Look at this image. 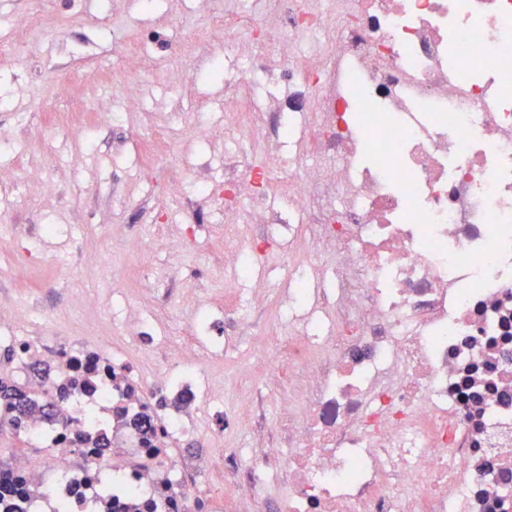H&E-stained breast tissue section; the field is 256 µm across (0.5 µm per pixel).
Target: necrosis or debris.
<instances>
[{
	"label": "necrosis or debris",
	"mask_w": 512,
	"mask_h": 512,
	"mask_svg": "<svg viewBox=\"0 0 512 512\" xmlns=\"http://www.w3.org/2000/svg\"><path fill=\"white\" fill-rule=\"evenodd\" d=\"M237 48L249 80H312L288 106L308 118L295 158L265 145L254 102L226 111L223 344L154 341L137 299L123 347L0 318L11 378L54 405L0 412L23 450L0 512H251L259 491L285 512H512V0H267ZM282 224L284 310L264 280L237 282L263 260L253 228ZM246 345L228 404L209 371ZM171 394L209 411L207 460L183 455L197 419ZM108 473L132 494L103 493Z\"/></svg>",
	"instance_id": "1"
}]
</instances>
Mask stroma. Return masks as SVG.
Instances as JSON below:
<instances>
[{
	"mask_svg": "<svg viewBox=\"0 0 512 512\" xmlns=\"http://www.w3.org/2000/svg\"><path fill=\"white\" fill-rule=\"evenodd\" d=\"M224 7L225 0H0V49L19 57L0 63V125L19 132L0 148V314L32 303L36 334L124 345L122 310L142 288L129 274L136 264L159 291L177 277L201 286L209 302L223 299L222 259L197 243L173 251L167 242L191 220L217 234L224 227L225 94L238 88L243 65L231 45L258 25L265 4L255 0L238 28L213 34L211 17ZM33 18L35 43L21 47L16 34ZM134 28L160 32L140 49L151 72L126 52L124 36ZM130 78L140 105L127 114ZM307 88L306 77L291 83L275 70L250 89L256 102L276 104L261 125L281 151L306 131L304 113L287 106ZM200 119L212 139L193 133ZM151 140L157 161L150 167L144 146ZM173 167L207 184L210 195L165 194ZM31 171L57 194L42 195ZM129 237L141 242L139 256L124 251ZM119 278L125 287L117 292ZM194 313L189 298L169 294L154 311L158 335H190Z\"/></svg>",
	"mask_w": 512,
	"mask_h": 512,
	"instance_id": "1",
	"label": "stroma"
}]
</instances>
